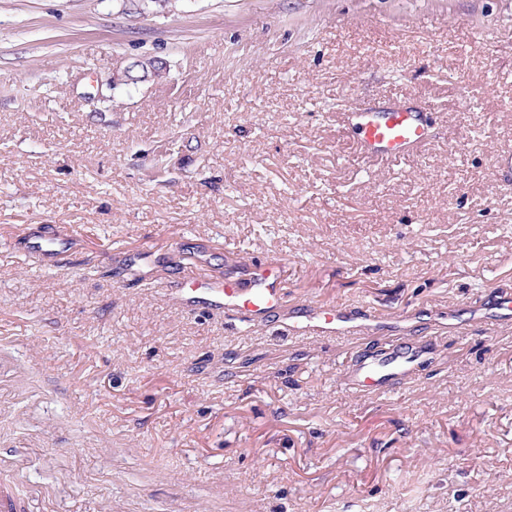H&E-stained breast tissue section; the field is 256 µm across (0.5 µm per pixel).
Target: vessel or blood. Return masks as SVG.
Returning a JSON list of instances; mask_svg holds the SVG:
<instances>
[{
	"label": "vessel or blood",
	"instance_id": "1",
	"mask_svg": "<svg viewBox=\"0 0 512 512\" xmlns=\"http://www.w3.org/2000/svg\"><path fill=\"white\" fill-rule=\"evenodd\" d=\"M359 156L367 161H395L406 158L428 141L427 130L418 113L402 105L359 108L349 116ZM77 236L72 227L61 226L50 238L33 237L26 248L42 266L61 268L74 248ZM286 282L285 268L265 261L252 263L246 280L213 278L200 269L184 272L168 297L182 308L203 307L221 314L233 311L246 323L256 322L278 309ZM384 323L369 306L351 309L342 305L313 306L300 322L287 325L292 336H341L355 341L382 330ZM417 361L414 350L391 348L370 361L350 369L344 382L348 389L365 394L385 393L391 375L411 376Z\"/></svg>",
	"mask_w": 512,
	"mask_h": 512
}]
</instances>
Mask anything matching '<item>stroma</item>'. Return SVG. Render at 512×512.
Listing matches in <instances>:
<instances>
[{"mask_svg":"<svg viewBox=\"0 0 512 512\" xmlns=\"http://www.w3.org/2000/svg\"><path fill=\"white\" fill-rule=\"evenodd\" d=\"M395 100L429 145L359 160L341 116ZM509 151L512 0H0V472L29 512H512V329L470 319ZM55 224L63 268L20 241ZM257 260L433 351L363 396L372 339L165 297ZM76 241L74 229L63 225L53 237H31L26 248L42 266L62 268L67 265Z\"/></svg>","mask_w":512,"mask_h":512,"instance_id":"obj_1","label":"stroma"}]
</instances>
